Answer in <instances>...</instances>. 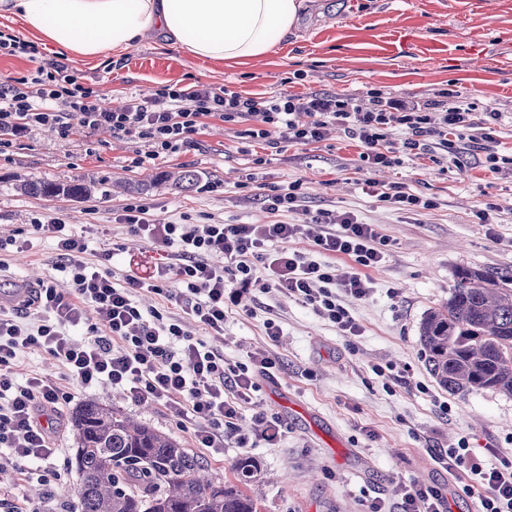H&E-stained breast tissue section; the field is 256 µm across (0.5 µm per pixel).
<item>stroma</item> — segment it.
<instances>
[{
    "label": "stroma",
    "mask_w": 512,
    "mask_h": 512,
    "mask_svg": "<svg viewBox=\"0 0 512 512\" xmlns=\"http://www.w3.org/2000/svg\"><path fill=\"white\" fill-rule=\"evenodd\" d=\"M39 50L64 58L116 106L129 93L147 95L174 83L225 85L245 97L376 88L425 101L442 89L464 90L479 110L502 112L499 150L512 151V0H309L288 36L246 67L195 58L151 32L119 58L82 60L50 44ZM239 147L235 126L215 119L197 147L135 168L132 159L149 152V143L118 141L77 124L65 139L33 130L0 154V236L23 243L1 256L6 267L0 280H36L49 272L53 241L32 230L33 219L56 218L85 230L93 250L123 244L124 252L112 260L120 286L125 276L146 274L161 261L159 252L118 225L126 204L146 206L158 224L183 218L265 224L272 216L261 200V184L299 179L307 209H354L391 241L384 262L369 272L370 296L349 302L360 334L343 336L295 298L257 289L251 313L229 311L224 335L217 338L186 318L180 306L141 293L142 305L165 307L183 319L195 338L223 349L228 363H248L258 350L275 357V368L258 377L259 389L239 422L249 447L229 441L219 451L196 448L191 430L173 411L133 402L108 384L63 382L71 399L61 408L57 451L44 478L18 480L10 500L31 512H74L71 415L83 403L100 401L197 449L214 479L233 480L236 460H255L258 473L248 492L258 512H368L374 498L392 512L393 487L401 479L439 485L454 499V512H476V497L461 491L468 477L440 469L427 448L463 438L488 463L492 450L512 454V396L492 389L453 395L440 388L427 370L419 326L428 311L447 302L458 269L512 275V178L489 171L478 152L362 171L359 147L340 130L315 145L275 148L263 142L248 155ZM256 155L265 157L264 165H254ZM177 169L200 173L201 186L176 192L162 184L163 175ZM251 173L258 187L240 188ZM368 177L406 182L436 198L438 206L413 213L388 209L360 194L358 183ZM30 179H75L90 192L83 199L22 195L18 186ZM486 200L500 206L492 226L474 216ZM269 317L282 328L275 341L264 332ZM258 411L282 421L284 434L276 444L261 440L253 419Z\"/></svg>",
    "instance_id": "obj_1"
}]
</instances>
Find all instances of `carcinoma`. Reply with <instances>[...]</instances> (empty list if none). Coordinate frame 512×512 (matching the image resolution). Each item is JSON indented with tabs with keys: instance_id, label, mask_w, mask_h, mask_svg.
<instances>
[{
	"instance_id": "obj_1",
	"label": "carcinoma",
	"mask_w": 512,
	"mask_h": 512,
	"mask_svg": "<svg viewBox=\"0 0 512 512\" xmlns=\"http://www.w3.org/2000/svg\"><path fill=\"white\" fill-rule=\"evenodd\" d=\"M163 180L182 192L197 186L200 176L183 170ZM20 191L82 199L90 189L77 180L28 181ZM419 339L431 375L448 392L512 395V288L506 278L459 269L448 302L421 321ZM72 427L78 512H257L243 490L257 471L250 458L233 465L236 482L215 481L180 442L96 401L75 411Z\"/></svg>"
}]
</instances>
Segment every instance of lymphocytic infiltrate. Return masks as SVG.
I'll return each instance as SVG.
<instances>
[{
	"label": "lymphocytic infiltrate",
	"mask_w": 512,
	"mask_h": 512,
	"mask_svg": "<svg viewBox=\"0 0 512 512\" xmlns=\"http://www.w3.org/2000/svg\"><path fill=\"white\" fill-rule=\"evenodd\" d=\"M0 55L23 56L33 64L27 74L0 82V151L38 127L67 136L76 120L89 129L109 130L121 141L151 142L149 158L155 160L196 147L208 120L217 119L237 125L246 145L273 137L313 145L336 126L358 144L366 168H394L463 146L484 153L491 172L512 177V153L498 150L501 113L478 111L473 97L459 90L440 91L438 99L421 103L372 88L364 106L357 97L328 91L254 98L226 87L174 84L147 97L130 96L115 109L68 65L40 58L34 44L15 34L0 32ZM146 159L137 158L136 166ZM362 191L397 211L434 205L402 182L368 179ZM304 199L302 181L269 187L263 202L274 219L267 224H155L143 205L128 204L120 224L165 261L148 276L126 277L119 288L112 282L113 248L100 249L99 264H89L84 233L56 219L34 221V231L55 239L52 268L66 274L69 289L58 291L49 277L23 304L0 305V482L10 479L18 459L43 469L55 453L53 428L45 420L70 398L46 377L17 380L15 363L31 349L48 353L65 378L82 386L107 382L133 402L172 409L194 426L200 447L220 448L236 437L240 409L251 402L257 376L274 368L275 359L258 350L249 365L227 364L222 351L194 339L180 319L142 309L136 300L140 290L180 305L212 336L223 335L229 306H242L251 288L280 291L343 335H359L345 301L370 296L373 286L365 271L383 263L389 241L354 212L307 211ZM298 211L304 214L301 223L278 219L279 213ZM314 224L322 227L315 236L309 232ZM306 237L312 252L292 249V241ZM215 255L223 264L212 263ZM331 255L350 258L352 270L337 273L327 261ZM231 284L236 290L228 302L224 292ZM432 459L446 471L467 474L463 492L477 495L478 512H512V458L484 463L461 440L435 449ZM394 498L397 512H448V500L434 484L397 483Z\"/></svg>",
	"instance_id": "lymphocytic-infiltrate-1"
}]
</instances>
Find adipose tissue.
<instances>
[{
    "mask_svg": "<svg viewBox=\"0 0 512 512\" xmlns=\"http://www.w3.org/2000/svg\"><path fill=\"white\" fill-rule=\"evenodd\" d=\"M305 0H0L43 43L94 59L121 55L150 31L190 55L233 66L269 51Z\"/></svg>",
    "mask_w": 512,
    "mask_h": 512,
    "instance_id": "ef3b65f1",
    "label": "adipose tissue"
}]
</instances>
